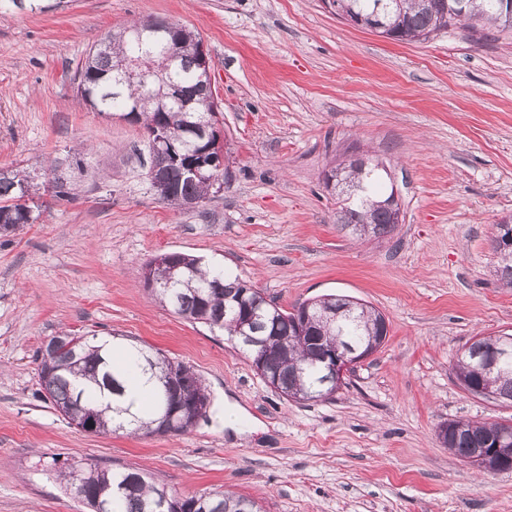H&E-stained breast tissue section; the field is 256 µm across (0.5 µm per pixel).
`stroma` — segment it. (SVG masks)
<instances>
[{"label": "stroma", "instance_id": "obj_1", "mask_svg": "<svg viewBox=\"0 0 512 512\" xmlns=\"http://www.w3.org/2000/svg\"><path fill=\"white\" fill-rule=\"evenodd\" d=\"M0 19V167L64 176L37 221L0 235V512H90L55 477L94 458L183 495L226 490L263 512H512V470L438 438L454 420L512 422L458 383L475 336L512 333L492 240L512 216V35L460 25L398 42L323 0H43ZM170 19L199 33L223 112L228 182L193 209L151 190L146 133L81 105L104 35ZM382 163L403 221L382 240L336 222L324 174L349 148ZM218 264L284 310L354 297L388 322L332 398L268 387L222 332L159 305L156 255ZM119 334L191 366L210 397L188 432L88 434L42 398L36 352L61 331ZM247 417L224 426V406Z\"/></svg>", "mask_w": 512, "mask_h": 512}]
</instances>
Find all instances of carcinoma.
Wrapping results in <instances>:
<instances>
[{
    "instance_id": "cac0c4a2",
    "label": "carcinoma",
    "mask_w": 512,
    "mask_h": 512,
    "mask_svg": "<svg viewBox=\"0 0 512 512\" xmlns=\"http://www.w3.org/2000/svg\"><path fill=\"white\" fill-rule=\"evenodd\" d=\"M336 11L364 19L376 15L383 22L382 33L397 41H426L431 36L461 24L473 30L489 26L496 32H512L507 20L508 0H335ZM165 28L169 40L147 43L141 30ZM199 38L186 26L167 19L132 23L109 32L90 49L78 73L77 99L92 110L115 114L138 109V122L147 131L158 127L169 136L179 137L191 120L219 122L214 102L199 89L198 73L192 57L193 41ZM180 86L191 111L164 99L163 84ZM379 165L371 161L341 160L331 170L336 182L352 187V192L337 201V223L351 230L370 227L377 238L390 235L395 228L393 210L386 200L391 194L381 190ZM170 187L168 204L180 198L207 199L212 189L206 178L189 181L176 166L167 167ZM29 175L24 170L0 171V234L8 235L38 219L35 205L27 200ZM178 268L157 270L160 286L153 289L160 302L174 314L203 323L211 329L227 332L248 358L255 359L250 348L238 342L242 314L253 316V335L263 340L260 358L278 375L280 395L292 401H318L331 394L323 387L321 354L351 344L364 348L379 333L377 310L371 306L357 310L351 317L328 323L319 319L322 311L338 306L335 294L324 295L310 303L309 314L296 315L266 298L247 281L232 275L219 265L203 266L199 259L181 252L171 253ZM497 276L503 286L512 288V256H500ZM305 324L306 336H297L296 322ZM77 345L57 344L50 352L37 351L40 359L39 381L46 398L64 412L69 422L93 413L96 433L125 430L145 436L182 434L204 420L207 413L171 419L181 404L207 398L201 379L187 365L160 351L134 345L143 370L154 373L159 386L150 405L151 417L145 421L122 403L125 388L110 362L90 343V338L72 333ZM490 336L466 344L457 364V376L476 389L489 385L503 400L512 399V366L487 375L478 362L486 355ZM180 378L171 385V366ZM512 424L491 427L464 421L448 423V448L467 462L476 464L490 455L492 434ZM90 473L81 501L103 512H169L172 503L182 512H261L253 499L229 491L201 495H182L154 482L139 469H111L83 459Z\"/></svg>"
}]
</instances>
